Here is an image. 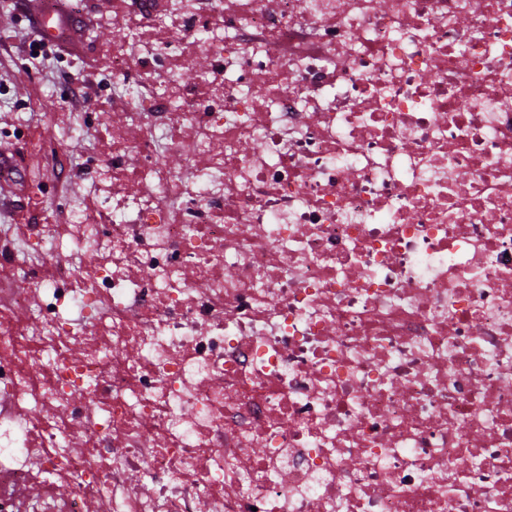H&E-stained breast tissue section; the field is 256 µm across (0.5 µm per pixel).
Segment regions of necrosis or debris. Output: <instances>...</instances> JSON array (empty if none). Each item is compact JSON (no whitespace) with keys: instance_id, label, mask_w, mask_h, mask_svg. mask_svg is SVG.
Wrapping results in <instances>:
<instances>
[{"instance_id":"4bbe7bcc","label":"necrosis or debris","mask_w":512,"mask_h":512,"mask_svg":"<svg viewBox=\"0 0 512 512\" xmlns=\"http://www.w3.org/2000/svg\"><path fill=\"white\" fill-rule=\"evenodd\" d=\"M113 13L102 201L0 247V512H512V0Z\"/></svg>"}]
</instances>
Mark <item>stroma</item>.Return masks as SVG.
<instances>
[{"label":"stroma","instance_id":"obj_1","mask_svg":"<svg viewBox=\"0 0 512 512\" xmlns=\"http://www.w3.org/2000/svg\"><path fill=\"white\" fill-rule=\"evenodd\" d=\"M114 26L112 0H81L78 14L68 18L59 44L46 45L42 55L29 56L31 20L18 0H0V155L10 156L18 165L17 180L0 195V226H8V242L21 244L18 230L20 214H28L32 223L46 224L60 195L68 185L76 196H84L98 169L82 168V143L95 139L100 128L111 126L112 114L101 111V102L111 100L107 89L112 81L110 60L105 52ZM90 100V111L99 115V128H77L62 135L56 170L31 162L26 140L14 137L18 128L39 135L43 126L29 121L33 105L43 112L67 108L72 93Z\"/></svg>","mask_w":512,"mask_h":512}]
</instances>
